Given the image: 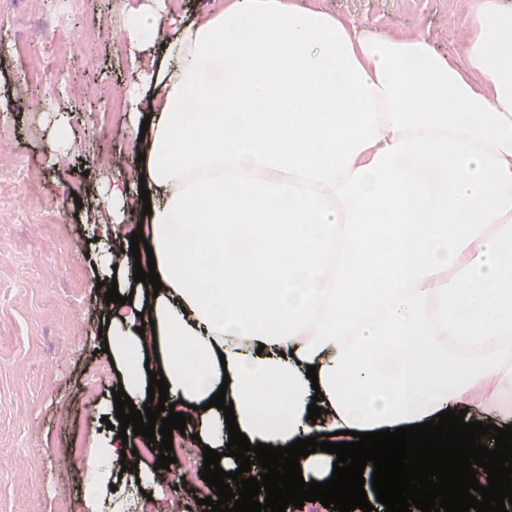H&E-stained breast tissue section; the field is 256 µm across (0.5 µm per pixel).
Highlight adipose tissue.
I'll list each match as a JSON object with an SVG mask.
<instances>
[{"instance_id": "1", "label": "adipose tissue", "mask_w": 512, "mask_h": 512, "mask_svg": "<svg viewBox=\"0 0 512 512\" xmlns=\"http://www.w3.org/2000/svg\"><path fill=\"white\" fill-rule=\"evenodd\" d=\"M124 30L169 66L130 121L144 161L100 195L117 224L152 208L162 287L135 282L104 331L136 407L162 370L227 472L221 388L275 447L512 415V9L468 0L458 63L303 0H223L170 40L153 11Z\"/></svg>"}]
</instances>
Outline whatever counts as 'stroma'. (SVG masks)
<instances>
[{
  "instance_id": "obj_1",
  "label": "stroma",
  "mask_w": 512,
  "mask_h": 512,
  "mask_svg": "<svg viewBox=\"0 0 512 512\" xmlns=\"http://www.w3.org/2000/svg\"><path fill=\"white\" fill-rule=\"evenodd\" d=\"M334 13L379 28L425 34L435 50L457 58L466 26V0H320ZM154 0H82L67 31L82 40L99 32L88 55L65 76L70 84L110 86L120 107L105 117L96 97L66 98L74 149L52 150L58 113L51 91L25 97L14 90L32 57L46 58L55 44L45 36L53 9L28 12V0H0V125L11 141L0 157V512H113L114 503L147 512L161 501L172 512H199L193 490L200 470L178 483L153 460L123 472L97 498L84 495L82 460L111 435L103 422L112 413L120 374L103 350L99 328L108 310L96 283L108 270L100 254L127 236L99 206L105 175L121 177L136 161L128 114L131 98L150 106L131 57L158 60L159 50L129 40L126 13ZM34 169L37 186L21 174ZM68 205H61V198ZM151 474L148 488L137 475Z\"/></svg>"
}]
</instances>
